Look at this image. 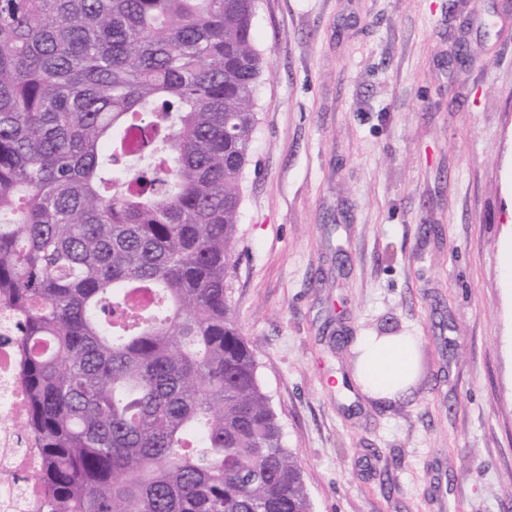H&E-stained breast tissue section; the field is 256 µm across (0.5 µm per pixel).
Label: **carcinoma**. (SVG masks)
I'll return each mask as SVG.
<instances>
[{
	"mask_svg": "<svg viewBox=\"0 0 512 512\" xmlns=\"http://www.w3.org/2000/svg\"><path fill=\"white\" fill-rule=\"evenodd\" d=\"M256 0H0V312L45 512H310L233 316Z\"/></svg>",
	"mask_w": 512,
	"mask_h": 512,
	"instance_id": "1",
	"label": "carcinoma"
}]
</instances>
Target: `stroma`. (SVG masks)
<instances>
[{
	"mask_svg": "<svg viewBox=\"0 0 512 512\" xmlns=\"http://www.w3.org/2000/svg\"><path fill=\"white\" fill-rule=\"evenodd\" d=\"M229 300L313 512H512V0H258ZM420 339L411 398L336 393Z\"/></svg>",
	"mask_w": 512,
	"mask_h": 512,
	"instance_id": "obj_1",
	"label": "stroma"
}]
</instances>
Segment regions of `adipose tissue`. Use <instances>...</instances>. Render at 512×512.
Here are the masks:
<instances>
[{
	"instance_id": "obj_1",
	"label": "adipose tissue",
	"mask_w": 512,
	"mask_h": 512,
	"mask_svg": "<svg viewBox=\"0 0 512 512\" xmlns=\"http://www.w3.org/2000/svg\"><path fill=\"white\" fill-rule=\"evenodd\" d=\"M418 342L415 336L358 337L363 356L353 372L356 386L373 399L407 393L418 373Z\"/></svg>"
}]
</instances>
